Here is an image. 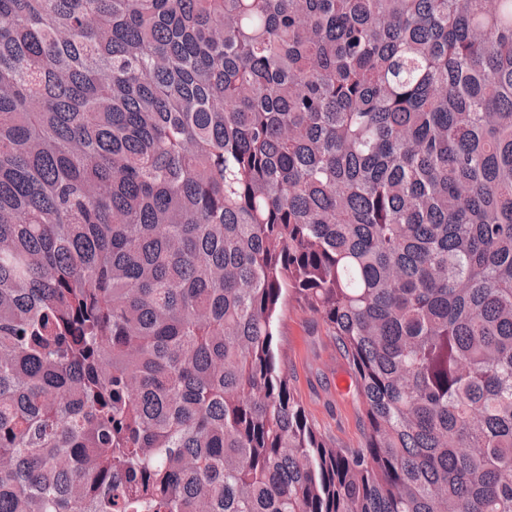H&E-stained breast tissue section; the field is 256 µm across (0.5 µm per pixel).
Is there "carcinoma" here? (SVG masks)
Segmentation results:
<instances>
[{
    "mask_svg": "<svg viewBox=\"0 0 512 512\" xmlns=\"http://www.w3.org/2000/svg\"><path fill=\"white\" fill-rule=\"evenodd\" d=\"M0 512H512V0H0ZM278 342L288 356V377L308 421L334 448H357L364 437L352 373L333 336L311 314L290 307L278 326ZM342 378L349 380L343 391Z\"/></svg>",
    "mask_w": 512,
    "mask_h": 512,
    "instance_id": "cac0c4a2",
    "label": "carcinoma"
}]
</instances>
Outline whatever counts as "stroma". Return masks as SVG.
<instances>
[{
  "mask_svg": "<svg viewBox=\"0 0 512 512\" xmlns=\"http://www.w3.org/2000/svg\"><path fill=\"white\" fill-rule=\"evenodd\" d=\"M278 342L309 422L333 447H358L364 437L359 400L353 390L339 385L352 373L335 339L316 317L292 307L280 321Z\"/></svg>",
  "mask_w": 512,
  "mask_h": 512,
  "instance_id": "stroma-1",
  "label": "stroma"
}]
</instances>
